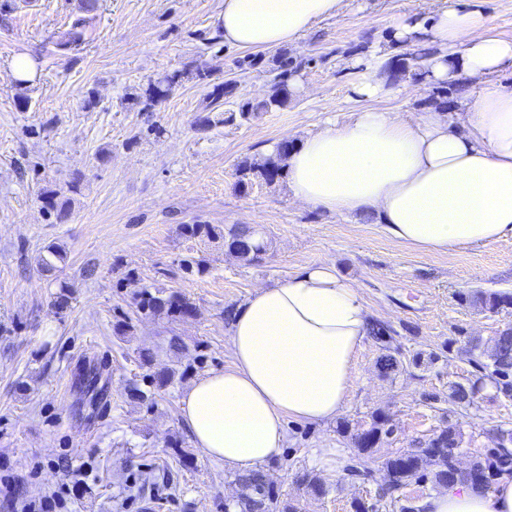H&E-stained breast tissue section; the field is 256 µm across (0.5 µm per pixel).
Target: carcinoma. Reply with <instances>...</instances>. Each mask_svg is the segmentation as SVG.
Instances as JSON below:
<instances>
[{"label": "carcinoma", "mask_w": 512, "mask_h": 512, "mask_svg": "<svg viewBox=\"0 0 512 512\" xmlns=\"http://www.w3.org/2000/svg\"><path fill=\"white\" fill-rule=\"evenodd\" d=\"M84 19L77 18L64 38L57 43L61 51L70 50L79 45L83 38ZM426 53L416 55L402 53L393 56L382 75L388 80H397L407 74L417 71ZM297 68L292 66L288 53L279 56L277 72L272 79L268 96L259 101H246L239 105V114L246 118L255 112H267L275 107L280 108L288 104L294 91L291 80L296 76ZM181 74L174 72L164 74L149 82L145 90L146 106L151 107L167 98L169 92L178 84ZM294 148V141L284 139L275 145L274 155L262 160L244 157L236 163L235 174L239 188L246 192L253 186L254 181L263 180L269 184L284 177L281 162ZM227 250L239 259L252 264L262 260L267 251L265 241L256 236L253 228L247 225H237L228 232V239L224 241ZM481 305L482 308L497 312L512 306V295L507 293H479L463 300ZM192 304L183 295L171 292L167 295L159 291L152 293L144 289L139 294L137 312L144 317L165 315L175 322L191 316ZM492 348L495 353L487 356V361L476 359V366L493 380L496 395L512 399V325L498 331L493 339ZM476 392V383H455L451 386L448 401L454 405L465 406L471 403ZM393 428L390 418L382 412L372 415V422L365 429H358L353 434L356 447L363 454H371L384 438L392 435ZM512 441V429H498L494 434L496 447L489 449L488 453L473 461V469L463 475L455 469V458L462 444L460 429L450 424L435 431L419 446L410 448L402 453L389 456L382 462L388 480L381 488L384 496H392L406 486L411 480L426 478L435 487L448 483L481 484L486 487L492 478L505 473L512 467V452L501 444L504 439ZM236 481L251 489V493L235 501L233 512H266V503H271L277 512H295V507L289 502L280 499L276 483L270 476L261 471H251L236 475Z\"/></svg>", "instance_id": "obj_1"}]
</instances>
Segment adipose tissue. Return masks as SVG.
<instances>
[{
	"mask_svg": "<svg viewBox=\"0 0 512 512\" xmlns=\"http://www.w3.org/2000/svg\"><path fill=\"white\" fill-rule=\"evenodd\" d=\"M342 0H224L227 44L265 51L298 41ZM483 0L408 16L394 39H421L431 53L417 80L477 82L448 110L415 120L372 108L391 92L380 55L353 94L368 100L350 121L326 122L285 160L295 201L348 217H373L391 239L429 253L512 239V39L492 33ZM372 323L358 287L317 261L285 282L253 291L232 314L231 362L194 381L181 399L194 445L233 470L278 456L290 420L336 418L352 391L358 352ZM425 512H512V476L489 493L457 485L425 501Z\"/></svg>",
	"mask_w": 512,
	"mask_h": 512,
	"instance_id": "obj_1",
	"label": "adipose tissue"
}]
</instances>
